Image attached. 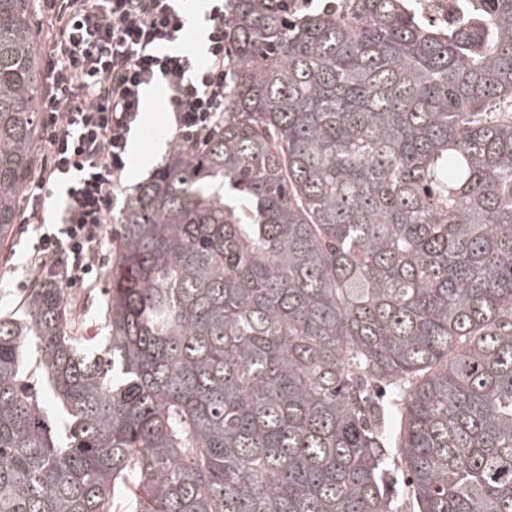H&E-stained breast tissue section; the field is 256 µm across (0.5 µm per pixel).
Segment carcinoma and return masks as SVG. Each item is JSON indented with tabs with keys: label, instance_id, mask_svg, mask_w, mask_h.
<instances>
[{
	"label": "carcinoma",
	"instance_id": "carcinoma-1",
	"mask_svg": "<svg viewBox=\"0 0 512 512\" xmlns=\"http://www.w3.org/2000/svg\"><path fill=\"white\" fill-rule=\"evenodd\" d=\"M347 2L231 0L224 124L127 200L105 335L37 277L0 314V512H512V0ZM36 20L0 0V243ZM412 9L414 13L447 27L452 21L463 17L460 0H414Z\"/></svg>",
	"mask_w": 512,
	"mask_h": 512
}]
</instances>
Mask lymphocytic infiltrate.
Returning <instances> with one entry per match:
<instances>
[{"instance_id":"obj_1","label":"lymphocytic infiltrate","mask_w":512,"mask_h":512,"mask_svg":"<svg viewBox=\"0 0 512 512\" xmlns=\"http://www.w3.org/2000/svg\"><path fill=\"white\" fill-rule=\"evenodd\" d=\"M208 2L196 54L184 47L189 16L177 0H39L52 31L36 104L43 149L19 221L35 227L30 261L45 281L83 287L111 248L129 134L152 85H165L182 141L199 143L221 126L233 76L227 0Z\"/></svg>"}]
</instances>
